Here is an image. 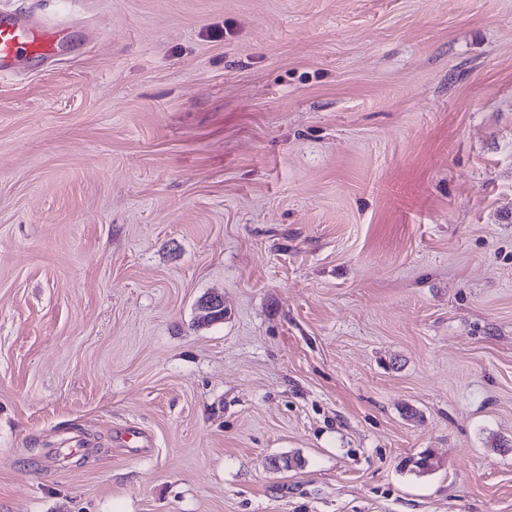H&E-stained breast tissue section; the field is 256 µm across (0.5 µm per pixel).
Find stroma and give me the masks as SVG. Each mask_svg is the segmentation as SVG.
Returning a JSON list of instances; mask_svg holds the SVG:
<instances>
[{
    "mask_svg": "<svg viewBox=\"0 0 512 512\" xmlns=\"http://www.w3.org/2000/svg\"><path fill=\"white\" fill-rule=\"evenodd\" d=\"M2 9L0 512H512V0ZM64 34L65 29L58 23H38L28 16L2 13L0 74L10 72L21 59L50 60Z\"/></svg>",
    "mask_w": 512,
    "mask_h": 512,
    "instance_id": "stroma-1",
    "label": "stroma"
}]
</instances>
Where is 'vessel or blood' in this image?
<instances>
[{
  "label": "vessel or blood",
  "mask_w": 512,
  "mask_h": 512,
  "mask_svg": "<svg viewBox=\"0 0 512 512\" xmlns=\"http://www.w3.org/2000/svg\"><path fill=\"white\" fill-rule=\"evenodd\" d=\"M64 34L57 23H40L13 13L0 15V74L22 59L50 60Z\"/></svg>",
  "instance_id": "b4317fda"
}]
</instances>
